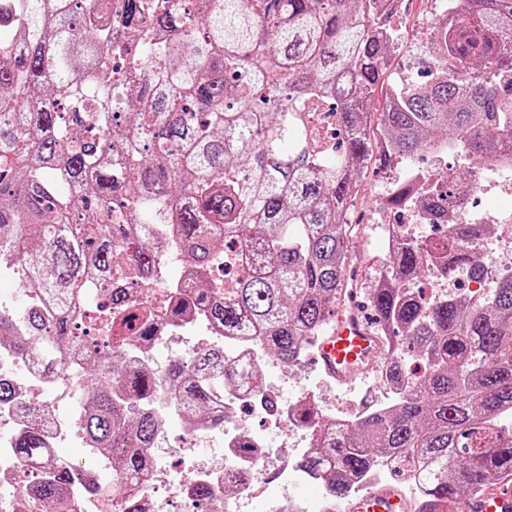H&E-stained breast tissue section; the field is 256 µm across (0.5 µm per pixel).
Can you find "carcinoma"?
<instances>
[{"label": "carcinoma", "mask_w": 512, "mask_h": 512, "mask_svg": "<svg viewBox=\"0 0 512 512\" xmlns=\"http://www.w3.org/2000/svg\"><path fill=\"white\" fill-rule=\"evenodd\" d=\"M403 0H6L0 5V275L15 274L34 307L0 309V344L44 366L43 379L87 370L77 427L112 459V481L88 483L65 464L32 475L30 498L78 512L73 486L135 506L166 424L153 407L170 388L178 411L219 428L213 390L238 371L224 345L298 362L331 322L353 261L349 214L365 164L382 168L454 143L478 164L512 149V0H448L431 30V79L389 85L370 135L371 106L397 40ZM139 85L109 96L112 59ZM336 114L330 137L316 111ZM475 180L390 200L440 237L394 233L367 299L382 333L380 361L398 400L343 426L300 401L288 421L313 433L298 460L334 500L392 459L419 472L421 499L467 498L512 470V274L480 296L426 301L415 282L466 270L483 224H453ZM177 201L169 211L166 202ZM172 256L192 293L170 287L172 325H203L210 347L156 373L136 358L150 307L120 284L156 279ZM108 333H73L83 315ZM26 419L13 435L23 466L47 451L39 414L0 373V407Z\"/></svg>", "instance_id": "1"}]
</instances>
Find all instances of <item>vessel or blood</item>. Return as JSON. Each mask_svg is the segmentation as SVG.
Listing matches in <instances>:
<instances>
[{"label": "vessel or blood", "mask_w": 512, "mask_h": 512, "mask_svg": "<svg viewBox=\"0 0 512 512\" xmlns=\"http://www.w3.org/2000/svg\"><path fill=\"white\" fill-rule=\"evenodd\" d=\"M382 354L378 336L370 329L355 302L338 307L326 334L316 344V357L325 373L338 381L358 376ZM336 512H401V500L391 489L369 490L348 500ZM466 512H512V477L483 489L470 499Z\"/></svg>", "instance_id": "1"}]
</instances>
